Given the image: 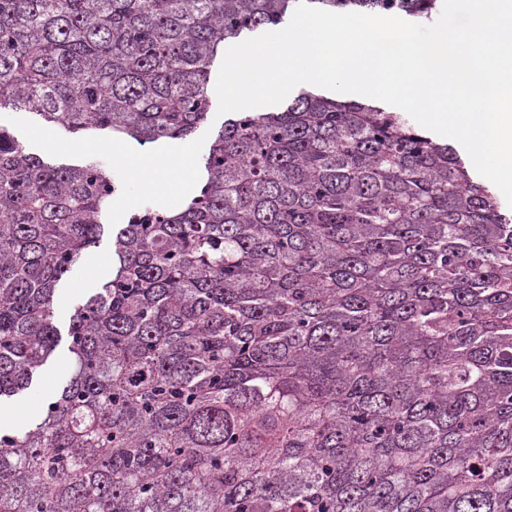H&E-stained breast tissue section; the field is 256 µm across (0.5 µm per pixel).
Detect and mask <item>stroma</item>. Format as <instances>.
I'll return each mask as SVG.
<instances>
[{
    "mask_svg": "<svg viewBox=\"0 0 512 512\" xmlns=\"http://www.w3.org/2000/svg\"><path fill=\"white\" fill-rule=\"evenodd\" d=\"M0 124L9 128L19 142L32 153L52 155L55 162L80 164L90 154L86 150H69L68 141L59 131L35 125L30 113L25 110L4 109L0 111ZM86 142L95 148L94 159L103 163L121 185L122 191L114 206L103 212L101 222L103 234L99 242L90 247L82 258L67 273L53 297L55 323L67 328L75 307L106 281L112 274V235L125 224L130 213L150 206L169 210L176 208L193 195L198 182L174 185L168 193L146 192L142 175L130 162L133 153H159L178 147V140L162 139L151 144H139L131 138L121 139L120 149H113L112 137L87 134ZM73 372V361L66 345H59L40 371L31 386L8 400V407L27 410L29 417H36L40 404L57 395L60 386Z\"/></svg>",
    "mask_w": 512,
    "mask_h": 512,
    "instance_id": "1",
    "label": "stroma"
}]
</instances>
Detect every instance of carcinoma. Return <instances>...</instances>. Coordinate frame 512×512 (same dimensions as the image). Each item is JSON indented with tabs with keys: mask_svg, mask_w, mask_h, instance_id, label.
I'll list each match as a JSON object with an SVG mask.
<instances>
[{
	"mask_svg": "<svg viewBox=\"0 0 512 512\" xmlns=\"http://www.w3.org/2000/svg\"><path fill=\"white\" fill-rule=\"evenodd\" d=\"M296 5L0 0V109L183 138L224 43ZM203 173L112 238L74 373L0 431V512H512V208L408 114L325 92L236 113ZM120 192L0 125V401L59 345L55 291Z\"/></svg>",
	"mask_w": 512,
	"mask_h": 512,
	"instance_id": "obj_1",
	"label": "carcinoma"
}]
</instances>
